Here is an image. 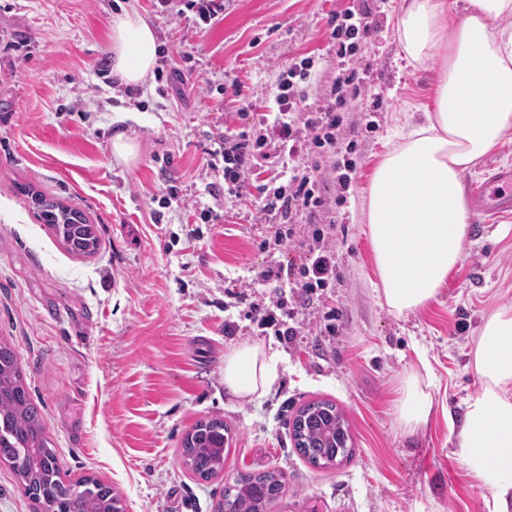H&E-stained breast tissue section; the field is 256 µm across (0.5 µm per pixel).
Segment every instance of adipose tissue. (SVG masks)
I'll use <instances>...</instances> for the list:
<instances>
[{"label":"adipose tissue","instance_id":"adipose-tissue-1","mask_svg":"<svg viewBox=\"0 0 512 512\" xmlns=\"http://www.w3.org/2000/svg\"><path fill=\"white\" fill-rule=\"evenodd\" d=\"M512 0H467L463 17L445 0H402L396 33L406 58L440 60L434 110L424 125L376 166L367 224L379 292L407 315L435 299L464 258L470 211L463 176L512 133V30L496 21ZM112 74L125 85L146 83L157 63L150 24L133 9L112 18ZM278 352L243 343L224 357V385L242 399L267 393L277 378ZM481 380L459 431V456L493 488L495 512H512V306L485 318L473 353ZM431 378L412 371L398 408L406 432L426 423Z\"/></svg>","mask_w":512,"mask_h":512}]
</instances>
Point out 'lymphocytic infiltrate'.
<instances>
[{
    "label": "lymphocytic infiltrate",
    "instance_id": "f902f5d3",
    "mask_svg": "<svg viewBox=\"0 0 512 512\" xmlns=\"http://www.w3.org/2000/svg\"><path fill=\"white\" fill-rule=\"evenodd\" d=\"M340 18L333 31L336 55L351 58L371 35V13L366 7L353 5ZM311 66V61L305 59L281 74L278 110L272 119L262 120L258 129L249 132H224V192L238 199L257 198L262 219L280 226L274 235L279 247L291 242L289 226L296 223L298 216L313 214L322 206L319 182L305 166V159L316 153L328 154L333 170L339 173V182H351L350 174L343 172L338 160L342 152L340 129L342 114L360 96L363 79L355 65H348L333 82L328 104L319 111L308 112L302 106L304 94L297 84L309 78ZM280 165L288 168V178L283 183L268 175L269 170ZM324 237V229H313L306 262L289 285L290 295L307 306L312 305L314 295L328 288L335 275L336 256L324 247Z\"/></svg>",
    "mask_w": 512,
    "mask_h": 512
}]
</instances>
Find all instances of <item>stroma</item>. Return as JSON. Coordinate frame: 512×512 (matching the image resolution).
I'll return each mask as SVG.
<instances>
[{"mask_svg": "<svg viewBox=\"0 0 512 512\" xmlns=\"http://www.w3.org/2000/svg\"><path fill=\"white\" fill-rule=\"evenodd\" d=\"M349 4L224 0L201 29L193 12L175 21L154 0H0V342L16 352L68 479L112 485L125 512H218L225 486L254 470L286 476L269 512H489L492 494L462 463L448 421L463 420L480 390L472 357L484 319L512 305V210L471 212L465 257L425 308L400 317L379 297L370 177L424 123L439 73L437 60H407L399 0H364L374 21L358 60L365 85L342 132L355 148L339 156L353 180L341 187L327 159L316 173L315 220L329 225L324 244L336 253L317 318L290 344L224 291L273 268L279 277L258 290L275 294L306 254L295 243L268 248L274 230L254 201L212 194L224 185L210 166L217 137L277 111L279 74L306 57L305 109L325 105L337 74L332 14ZM125 7L152 25L162 80H113L112 17ZM234 82L241 97L227 92ZM119 131L136 137L135 162L113 155ZM23 185L83 210L99 227L98 252L70 254ZM243 342L283 354L271 390L251 400L224 385V356ZM411 370L433 385L428 420L409 434L397 405ZM312 400L332 401L349 422L354 452L336 467L311 466L294 447L291 421ZM211 415L231 437L223 472L205 481L180 452Z\"/></svg>", "mask_w": 512, "mask_h": 512, "instance_id": "obj_1", "label": "stroma"}]
</instances>
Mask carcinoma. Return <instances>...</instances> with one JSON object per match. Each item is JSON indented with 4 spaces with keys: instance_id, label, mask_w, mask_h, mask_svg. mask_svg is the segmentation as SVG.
<instances>
[{
    "instance_id": "cac0c4a2",
    "label": "carcinoma",
    "mask_w": 512,
    "mask_h": 512,
    "mask_svg": "<svg viewBox=\"0 0 512 512\" xmlns=\"http://www.w3.org/2000/svg\"><path fill=\"white\" fill-rule=\"evenodd\" d=\"M27 193L38 216L68 251L82 256L98 251L97 225L88 223L81 211L30 188ZM291 436L296 449L314 467H332L352 453L349 425L330 401L303 406L292 420ZM228 442L224 419H203L183 440L182 465L208 480L224 470ZM31 448L39 450L40 465L29 463L14 470L39 512H123L112 488L97 478L89 475L71 483L62 477L56 453L44 434L41 409L22 378L14 351L0 344V459L28 458ZM283 488L284 475L280 472L240 473L224 489L220 512H268Z\"/></svg>"
}]
</instances>
